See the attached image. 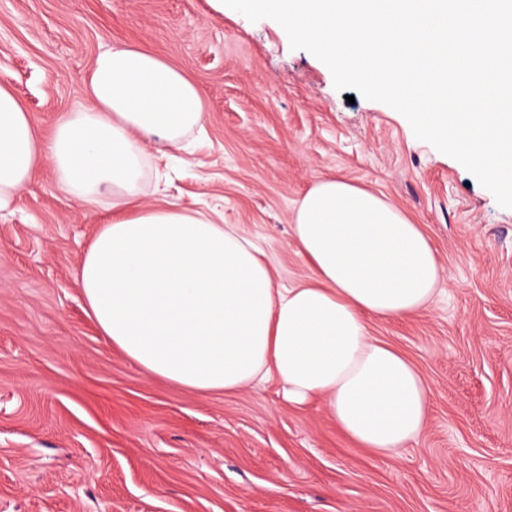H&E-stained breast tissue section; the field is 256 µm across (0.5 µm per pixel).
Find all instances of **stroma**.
I'll use <instances>...</instances> for the list:
<instances>
[{
	"mask_svg": "<svg viewBox=\"0 0 512 512\" xmlns=\"http://www.w3.org/2000/svg\"><path fill=\"white\" fill-rule=\"evenodd\" d=\"M114 41L205 90L186 147L146 143L143 199L219 212L308 280L291 230L313 184L382 195L447 276L425 310L369 320L430 395L425 433L377 457L276 380L195 393L149 377L102 335L72 278L108 217L43 172L0 211V512H512V209L386 104L347 101L276 21L209 0H0V81L49 133Z\"/></svg>",
	"mask_w": 512,
	"mask_h": 512,
	"instance_id": "35a3bbf8",
	"label": "stroma"
}]
</instances>
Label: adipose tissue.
Returning <instances> with one entry per match:
<instances>
[{"label": "adipose tissue", "instance_id": "1", "mask_svg": "<svg viewBox=\"0 0 512 512\" xmlns=\"http://www.w3.org/2000/svg\"><path fill=\"white\" fill-rule=\"evenodd\" d=\"M84 97L44 139L0 84V211L46 168L83 203L110 192L112 215L73 285L113 346L148 376L197 393L276 378L289 402L323 403L346 436L377 456L420 438L429 416L422 378L366 323L416 313L436 295L445 270L420 225L343 178L324 179L293 215L312 275L277 287L269 255L233 225L142 199L141 140L177 150L203 127L199 84L118 42L95 58Z\"/></svg>", "mask_w": 512, "mask_h": 512}]
</instances>
